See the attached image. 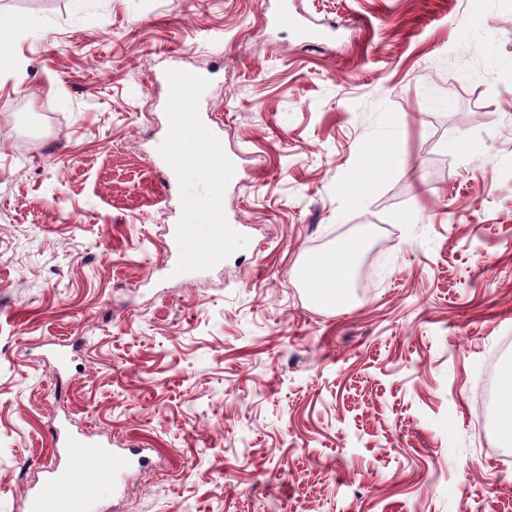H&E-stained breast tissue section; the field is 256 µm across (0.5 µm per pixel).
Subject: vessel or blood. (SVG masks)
Wrapping results in <instances>:
<instances>
[{"label":"vessel or blood","instance_id":"1","mask_svg":"<svg viewBox=\"0 0 512 512\" xmlns=\"http://www.w3.org/2000/svg\"><path fill=\"white\" fill-rule=\"evenodd\" d=\"M198 159L204 171L211 175L224 172V138L214 137ZM226 234L191 237L175 234L173 244L182 259L190 265L212 262L222 256ZM54 445L61 449L66 466H51L49 493H31L27 512H96V495L100 481L111 477L113 482L124 480L132 465L126 453L104 445L88 442L67 429H57Z\"/></svg>","mask_w":512,"mask_h":512}]
</instances>
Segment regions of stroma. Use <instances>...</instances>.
<instances>
[{"instance_id":"obj_1","label":"stroma","mask_w":512,"mask_h":512,"mask_svg":"<svg viewBox=\"0 0 512 512\" xmlns=\"http://www.w3.org/2000/svg\"><path fill=\"white\" fill-rule=\"evenodd\" d=\"M288 9L294 26L278 25ZM0 512L56 427L148 459L99 512H512V0H0ZM224 137L216 191L164 172ZM223 225L221 260L165 245ZM348 239L347 309L302 266ZM76 340L56 372L54 344ZM32 23L26 15H15L8 28L0 27V68L15 67L16 59L12 52L13 42L20 38ZM499 431L510 445L512 442V371L503 374L499 383Z\"/></svg>"}]
</instances>
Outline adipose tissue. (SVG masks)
<instances>
[{
	"mask_svg": "<svg viewBox=\"0 0 512 512\" xmlns=\"http://www.w3.org/2000/svg\"><path fill=\"white\" fill-rule=\"evenodd\" d=\"M356 251V243L348 241L337 248L331 261L312 263L305 268L307 286L319 303L347 304L348 270Z\"/></svg>",
	"mask_w": 512,
	"mask_h": 512,
	"instance_id": "adipose-tissue-1",
	"label": "adipose tissue"
}]
</instances>
